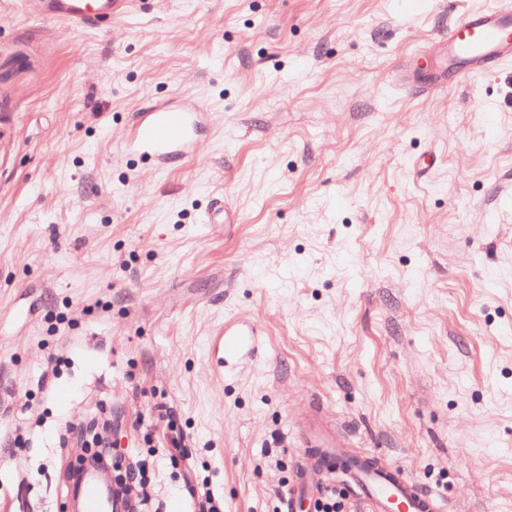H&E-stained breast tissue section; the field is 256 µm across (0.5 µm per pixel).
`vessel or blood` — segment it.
<instances>
[{"instance_id":"obj_1","label":"vessel or blood","mask_w":512,"mask_h":512,"mask_svg":"<svg viewBox=\"0 0 512 512\" xmlns=\"http://www.w3.org/2000/svg\"><path fill=\"white\" fill-rule=\"evenodd\" d=\"M129 2L26 0L25 6L45 21L70 29H94L125 13ZM444 41L448 77L423 85V92L471 83L512 62V0H495L492 7L460 13L449 23ZM203 122V113L192 104L152 102L133 113L132 136L126 147L164 170L174 161L192 155ZM258 344L256 333L250 328L224 333L219 340L223 355L232 360L255 350ZM298 441L300 453L294 464V477L283 498L285 512H297L302 500L318 499L328 488L329 477L339 468L347 471L349 496L362 502L366 512H441L438 499L410 485L392 463L384 461L376 468L351 463L344 436L331 435L324 426L299 431ZM79 496L81 512H108V493L96 471L87 472Z\"/></svg>"}]
</instances>
